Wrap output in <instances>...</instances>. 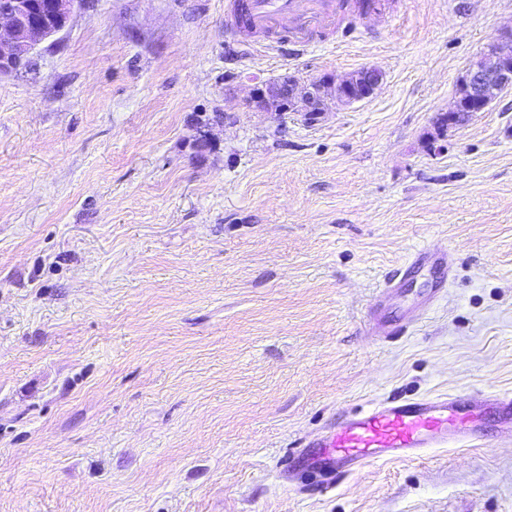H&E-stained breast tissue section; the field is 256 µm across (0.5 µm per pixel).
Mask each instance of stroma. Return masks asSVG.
Listing matches in <instances>:
<instances>
[{"mask_svg":"<svg viewBox=\"0 0 512 512\" xmlns=\"http://www.w3.org/2000/svg\"><path fill=\"white\" fill-rule=\"evenodd\" d=\"M227 4L83 0L0 76V512H512L492 429L324 489L282 469L387 399L512 395V91L438 130L512 0H382L378 38L296 58L230 42ZM368 67L315 121L249 104ZM422 250L445 294L367 334ZM428 267L440 271L441 276L421 293L420 301L416 308V310H419V313L416 314V310H414V314L409 315L405 313L391 321H385L387 324L386 338L405 334L413 321L428 310L437 297L443 292L445 273L448 270V255L430 254L423 251L417 252L402 267L393 271L392 274L384 279V284L379 290L373 313L381 306L382 299L385 295L389 294L390 291L394 289H399L403 286L405 281L420 275L423 269Z\"/></svg>","mask_w":512,"mask_h":512,"instance_id":"1","label":"stroma"}]
</instances>
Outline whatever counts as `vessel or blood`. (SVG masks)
I'll return each instance as SVG.
<instances>
[{"label": "vessel or blood", "instance_id": "vessel-or-blood-1", "mask_svg": "<svg viewBox=\"0 0 512 512\" xmlns=\"http://www.w3.org/2000/svg\"><path fill=\"white\" fill-rule=\"evenodd\" d=\"M351 9V0H230L233 21L226 32L237 39L285 42L300 54L334 34ZM428 267L447 271V255L417 252L385 278L380 295L400 288ZM488 410L496 414L500 425H512L509 395L459 393L394 399L348 416L298 457L313 460L318 472L331 482L354 475L371 462L411 457L460 439H481L485 429L480 419Z\"/></svg>", "mask_w": 512, "mask_h": 512}]
</instances>
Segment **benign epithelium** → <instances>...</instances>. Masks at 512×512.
Instances as JSON below:
<instances>
[{"instance_id":"7a95c632","label":"benign epithelium","mask_w":512,"mask_h":512,"mask_svg":"<svg viewBox=\"0 0 512 512\" xmlns=\"http://www.w3.org/2000/svg\"><path fill=\"white\" fill-rule=\"evenodd\" d=\"M82 0H0V75L22 67L43 42L62 32ZM383 73L362 68L336 82L325 75L304 87L285 78L276 83L254 86L250 103L279 116L303 112L315 119L330 110L332 102L352 104L370 98L380 88ZM512 87V48L492 45L473 61L461 76L455 100L439 124L461 125L469 115L484 112L497 96Z\"/></svg>"}]
</instances>
